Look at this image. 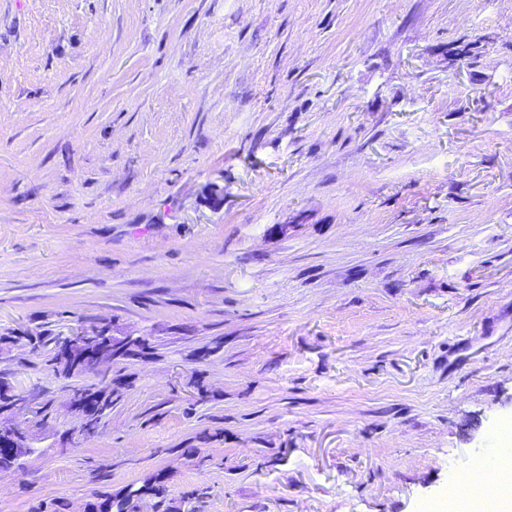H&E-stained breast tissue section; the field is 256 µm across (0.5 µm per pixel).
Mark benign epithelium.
<instances>
[{
  "instance_id": "benign-epithelium-1",
  "label": "benign epithelium",
  "mask_w": 512,
  "mask_h": 512,
  "mask_svg": "<svg viewBox=\"0 0 512 512\" xmlns=\"http://www.w3.org/2000/svg\"><path fill=\"white\" fill-rule=\"evenodd\" d=\"M142 340L127 336H114L106 329L91 328L78 331L60 341L62 358L76 368L96 370L102 362L110 360ZM22 433L19 428L0 427V456L11 455L19 447Z\"/></svg>"
}]
</instances>
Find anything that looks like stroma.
Returning a JSON list of instances; mask_svg holds the SVG:
<instances>
[{
    "label": "stroma",
    "mask_w": 512,
    "mask_h": 512,
    "mask_svg": "<svg viewBox=\"0 0 512 512\" xmlns=\"http://www.w3.org/2000/svg\"><path fill=\"white\" fill-rule=\"evenodd\" d=\"M88 327L148 347L63 372ZM0 393V512L454 503L512 449V0H0Z\"/></svg>",
    "instance_id": "35a3bbf8"
}]
</instances>
